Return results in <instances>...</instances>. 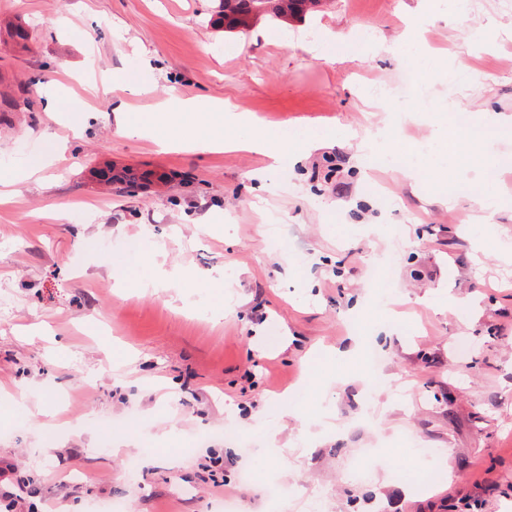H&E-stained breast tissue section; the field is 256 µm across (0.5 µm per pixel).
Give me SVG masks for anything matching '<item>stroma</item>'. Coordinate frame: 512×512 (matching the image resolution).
I'll return each instance as SVG.
<instances>
[{
    "label": "stroma",
    "mask_w": 512,
    "mask_h": 512,
    "mask_svg": "<svg viewBox=\"0 0 512 512\" xmlns=\"http://www.w3.org/2000/svg\"><path fill=\"white\" fill-rule=\"evenodd\" d=\"M215 6L0 0V512H512V216L472 237V193L357 150L373 124L405 144L437 111L512 116V4L430 22L428 65L393 50L425 0H323L244 34ZM408 72L430 97L382 101ZM189 100L296 161L205 150L237 132L160 117ZM508 156L464 139L466 183L512 195ZM107 164L168 178L105 186ZM180 112L182 113H195L199 112H218L221 114L225 125L232 126L238 130L246 129L248 137L243 143L250 147H258L266 151L270 157L276 162L280 163L284 158L283 151L280 145L273 141L270 136L266 135L264 129L259 126L255 121L249 117L238 114L230 110L228 106L220 102H206V101H189L184 102L181 106Z\"/></svg>",
    "instance_id": "stroma-1"
}]
</instances>
